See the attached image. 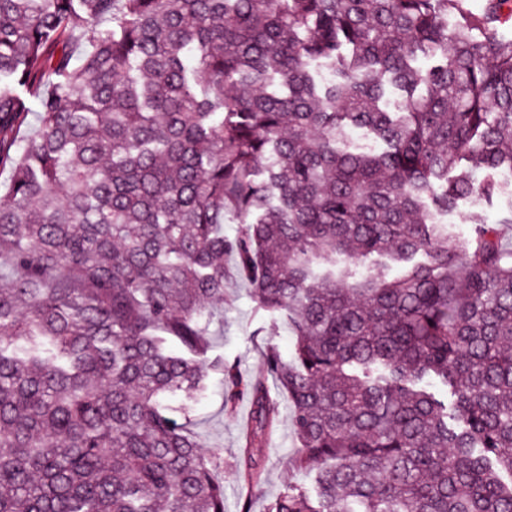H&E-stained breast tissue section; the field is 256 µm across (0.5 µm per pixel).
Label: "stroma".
I'll return each instance as SVG.
<instances>
[{
  "label": "stroma",
  "instance_id": "stroma-1",
  "mask_svg": "<svg viewBox=\"0 0 512 512\" xmlns=\"http://www.w3.org/2000/svg\"><path fill=\"white\" fill-rule=\"evenodd\" d=\"M512 211V192L501 191L490 200L461 201L458 208L443 217L450 241L466 238L472 224L499 223ZM226 270L224 317L212 326L211 354L225 362L239 364L252 375L265 372L264 355L276 348L282 356H290L293 337L285 317L258 309L249 284L236 273L234 255L224 258ZM208 390L203 398L189 400L179 396L172 400L174 410H187L189 428L202 444L204 455H218L224 461V512H238L241 496L251 495L252 512H267L269 503L288 485L310 490L308 476L293 470L289 461L296 450L290 411H282L276 430L258 457L262 471L260 485L245 490L237 477V461L241 453L242 433L251 418V404L240 398L234 411L224 408L220 374L209 372Z\"/></svg>",
  "mask_w": 512,
  "mask_h": 512
}]
</instances>
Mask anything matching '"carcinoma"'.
I'll use <instances>...</instances> for the list:
<instances>
[{"mask_svg": "<svg viewBox=\"0 0 512 512\" xmlns=\"http://www.w3.org/2000/svg\"><path fill=\"white\" fill-rule=\"evenodd\" d=\"M506 14L0 0V512H224L223 460L167 406L209 369L251 400L260 482L279 404L209 359L228 251L295 339L266 364L315 497L267 512H512V251L433 216L512 171ZM353 129L382 149H346Z\"/></svg>", "mask_w": 512, "mask_h": 512, "instance_id": "carcinoma-1", "label": "carcinoma"}]
</instances>
